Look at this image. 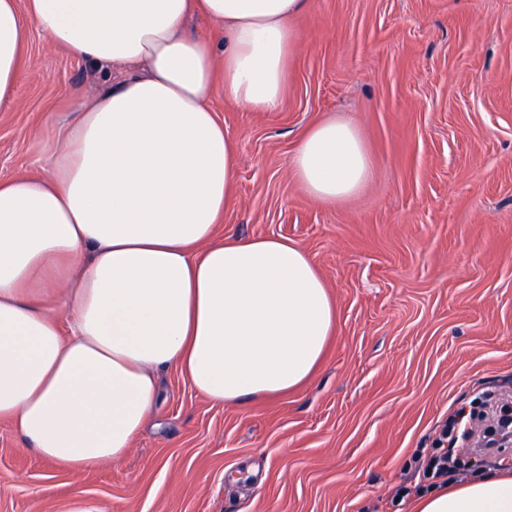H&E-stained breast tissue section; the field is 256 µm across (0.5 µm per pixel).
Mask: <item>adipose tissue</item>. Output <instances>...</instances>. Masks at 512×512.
<instances>
[{"label":"adipose tissue","instance_id":"1","mask_svg":"<svg viewBox=\"0 0 512 512\" xmlns=\"http://www.w3.org/2000/svg\"><path fill=\"white\" fill-rule=\"evenodd\" d=\"M308 0H0V106L15 103L29 28L111 70L93 104L67 93L35 146L38 172L0 181V421L79 473L123 459L176 368L240 404L288 393L318 367L336 308L285 238L215 240L236 177L217 96L280 103L290 21ZM202 17L222 45L188 30ZM320 201L371 175L356 125L328 118L289 161ZM417 512H512V476L431 490Z\"/></svg>","mask_w":512,"mask_h":512}]
</instances>
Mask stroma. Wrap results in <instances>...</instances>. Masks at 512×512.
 Segmentation results:
<instances>
[{
	"label": "stroma",
	"instance_id": "stroma-1",
	"mask_svg": "<svg viewBox=\"0 0 512 512\" xmlns=\"http://www.w3.org/2000/svg\"><path fill=\"white\" fill-rule=\"evenodd\" d=\"M273 112L216 97L237 154L218 238L304 249L336 304L317 371L242 405L175 369L127 456L75 475L0 422V512H413L416 457L458 409L512 402V0H311ZM0 180L34 169L46 119L110 82L38 30ZM356 121L363 191L313 199L288 160L329 116Z\"/></svg>",
	"mask_w": 512,
	"mask_h": 512
}]
</instances>
